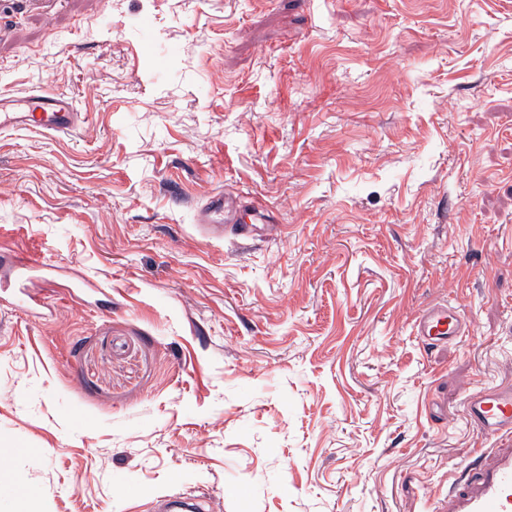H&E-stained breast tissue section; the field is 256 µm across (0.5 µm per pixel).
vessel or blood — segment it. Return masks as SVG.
Returning a JSON list of instances; mask_svg holds the SVG:
<instances>
[{"label":"vessel or blood","mask_w":512,"mask_h":512,"mask_svg":"<svg viewBox=\"0 0 512 512\" xmlns=\"http://www.w3.org/2000/svg\"><path fill=\"white\" fill-rule=\"evenodd\" d=\"M85 120L73 98L46 89L18 95H0V133L36 129L48 134H69ZM262 203L212 193L197 215V222L211 237L224 235L225 224H235L249 236L247 216L261 212ZM0 266L7 269L12 285L24 288L41 267L31 253L1 252ZM414 330L422 343L436 346L458 340L468 330L459 310L447 302L426 307L415 319ZM470 425L485 440L484 448L473 449V462L448 488L443 512H512V383H500L469 393L463 401Z\"/></svg>","instance_id":"obj_1"}]
</instances>
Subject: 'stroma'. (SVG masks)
<instances>
[{
    "instance_id": "stroma-1",
    "label": "stroma",
    "mask_w": 512,
    "mask_h": 512,
    "mask_svg": "<svg viewBox=\"0 0 512 512\" xmlns=\"http://www.w3.org/2000/svg\"><path fill=\"white\" fill-rule=\"evenodd\" d=\"M32 88L87 121L0 134V512H441L512 382V0H0ZM245 199L248 198L224 195L221 190L212 193L205 206L198 212V224L208 229L211 237L220 239L224 236V225L219 223L225 220L227 224H239L240 235L249 237L251 233L248 224L245 223V216L259 213L265 206L256 200L245 201ZM0 266L7 269L12 279V284L8 288H25L26 282L30 279L33 272L41 268L40 259L31 253L23 252H1ZM414 330L426 346H437L464 336L468 323L454 305L439 302L429 305L416 317Z\"/></svg>"
}]
</instances>
